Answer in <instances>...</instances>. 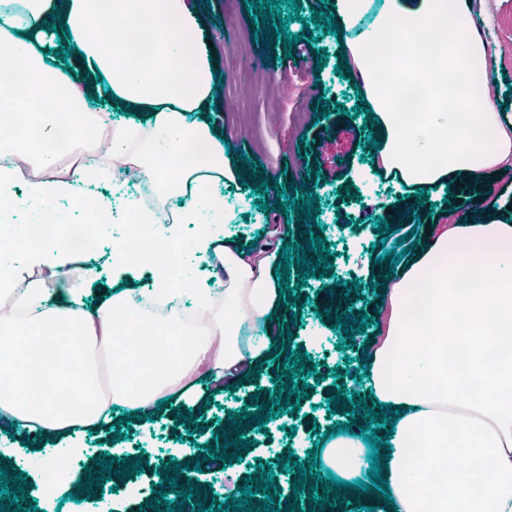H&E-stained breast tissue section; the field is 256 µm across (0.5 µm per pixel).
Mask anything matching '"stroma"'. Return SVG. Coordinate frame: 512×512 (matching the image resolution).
Here are the masks:
<instances>
[{
	"label": "stroma",
	"instance_id": "1",
	"mask_svg": "<svg viewBox=\"0 0 512 512\" xmlns=\"http://www.w3.org/2000/svg\"><path fill=\"white\" fill-rule=\"evenodd\" d=\"M296 2L302 8V18L290 22L288 28L290 33L311 38L307 54L298 49L286 52L282 40L276 38L265 44L256 42V27L251 20L254 10L245 0H194L203 47L222 76L211 118L229 140L227 149L238 173L236 180L224 184V203L237 216L227 228V236L244 250L277 226H288L291 243L303 245L310 238L300 227V212L260 210L269 191L254 189L248 163L263 160L267 163L266 178L304 185L316 194L315 223L323 228L322 238L333 253L327 274L309 279L306 286L297 289V296L307 300L305 308L297 310L282 304L277 311L282 319H294L292 342L303 346L317 367L315 375L307 379L308 396L293 414H279L264 428L255 429L257 444L247 451L246 464L199 473V480L210 483L223 498L236 495L245 477L260 474L262 465H275L279 457L289 454L294 460H307L319 440V431L329 430L336 422L349 423L346 408L332 413L325 405L326 399L338 392L327 376L342 372L347 391H365V380L354 378L353 373L362 367L360 359L366 353V343L375 341L378 334L375 326H367L364 333L355 334L354 347L342 350L345 334L325 310L334 303L329 289L338 282L353 280L362 286L357 314L373 316L381 308L383 300L372 287L384 282L390 265L378 263L377 258L395 249L396 242H381L377 217H384L391 230L414 234L420 240L426 237L427 225L455 224L461 218L459 209L452 206L457 199L453 191H431L422 199L418 187L398 180L384 181L373 170L366 148L368 131L362 115L355 112L360 104L355 84L334 71L344 62V39L320 33L310 24L311 11L319 7L320 0ZM472 9L492 43L494 60L489 79L512 116V0H472ZM322 48L328 58L320 64L315 52ZM338 102L343 103V110H335ZM326 105L331 107V114H323ZM413 207L418 210L414 217L409 214ZM283 371V362L267 357L258 374L244 385L220 391L206 384L202 387V404L178 403L175 409L160 410L146 425L138 419L130 420L126 439H116L111 426L83 435L85 454L74 468L85 470L108 450L129 464L144 458L149 469L117 482L115 489L104 490L102 497L111 502L114 512H139L140 505L153 502V491L160 483L154 466L184 462L193 456L197 443L215 448V435L222 433L232 418L243 417L256 404H269L275 393L273 378ZM179 414L199 422L193 435H186L184 426L176 422ZM290 427L296 430L291 444L286 441ZM77 490V485H70L69 499L48 503L46 512H97L102 499L72 501Z\"/></svg>",
	"mask_w": 512,
	"mask_h": 512
}]
</instances>
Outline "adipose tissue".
Wrapping results in <instances>:
<instances>
[{
    "label": "adipose tissue",
    "mask_w": 512,
    "mask_h": 512,
    "mask_svg": "<svg viewBox=\"0 0 512 512\" xmlns=\"http://www.w3.org/2000/svg\"><path fill=\"white\" fill-rule=\"evenodd\" d=\"M55 19L62 26L53 31ZM450 27L462 38L444 37ZM200 42L192 0H0V73L16 74L0 82V298L13 304L0 314V423L57 438L54 455L32 460L42 500L77 480L78 433L193 398L203 378L243 381L270 346L254 330L270 324L280 296V233L249 251L224 234L235 215L219 185L235 172L209 119L217 80ZM60 45L84 80L52 65ZM485 54L470 0H384L344 52L380 120L384 171L436 190L465 179L491 214L482 224L431 225L429 244L384 286L388 311L367 387L396 413L384 436L393 502L345 492L374 512H512V207L494 189L512 169V118L471 70ZM401 83L419 91L414 111L394 93ZM93 94L125 121L90 111ZM199 143L206 156L188 162ZM85 146L112 155L99 178L60 167ZM127 169L158 201H176L170 222L140 196L97 195ZM87 201L109 223L134 225L137 249L113 243L111 263L113 278L136 287L98 299L71 287L78 263L96 279L61 232ZM190 225L195 235H186ZM23 235L35 243L20 244ZM159 242L177 262L156 256ZM219 276L218 290L210 281ZM144 327L166 353L120 352L122 338ZM46 338L50 348L29 349ZM361 446L337 436L323 450L326 467L352 479L365 464Z\"/></svg>",
    "instance_id": "obj_1"
}]
</instances>
